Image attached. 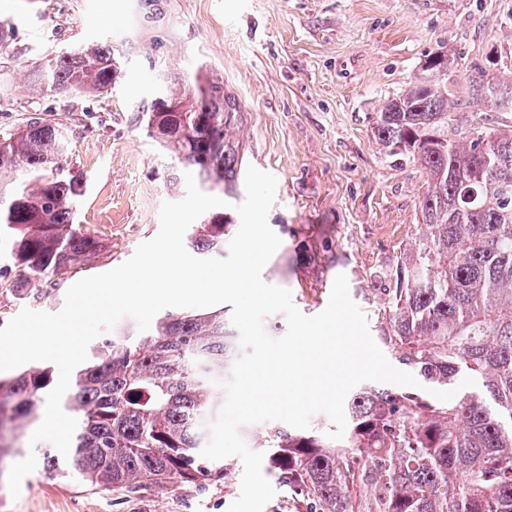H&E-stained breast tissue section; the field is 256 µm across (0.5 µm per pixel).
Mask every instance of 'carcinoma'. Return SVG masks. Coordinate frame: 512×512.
<instances>
[{
	"label": "carcinoma",
	"instance_id": "cac0c4a2",
	"mask_svg": "<svg viewBox=\"0 0 512 512\" xmlns=\"http://www.w3.org/2000/svg\"><path fill=\"white\" fill-rule=\"evenodd\" d=\"M448 56L424 60L407 89L376 113L372 134L389 154L427 175L422 234L403 250L388 289L383 335L425 381L451 386L465 374L483 393L446 403H406L393 390L360 387L346 398L340 440L279 426L263 433L278 480L306 512H512V129L468 122L469 101L448 84ZM120 73L112 48L89 43L32 71L35 93L74 90L97 98ZM471 98L512 111V81L480 78ZM149 134L203 190L240 194L245 145L239 104L224 81L166 76L145 113ZM63 124L28 119L0 138V264L39 283L103 250L77 223L86 180L65 166ZM225 211L190 225L187 244L224 253ZM237 332L226 313L168 312L146 334L122 327L79 370L62 408L75 416L71 455L43 467L92 488L134 491L173 476L221 477L204 459L217 372L229 373ZM51 375L43 368L0 379L5 433L34 421Z\"/></svg>",
	"mask_w": 512,
	"mask_h": 512
}]
</instances>
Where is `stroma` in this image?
Masks as SVG:
<instances>
[{
  "label": "stroma",
  "instance_id": "1",
  "mask_svg": "<svg viewBox=\"0 0 512 512\" xmlns=\"http://www.w3.org/2000/svg\"><path fill=\"white\" fill-rule=\"evenodd\" d=\"M0 134L31 114L67 125V163L82 172L84 230L102 252L50 281L0 277V327L30 308L59 312L76 281L109 271L156 236L164 202L178 201L174 163L150 137L143 112L165 74L202 70L222 78L245 114V165L273 174L268 224L281 244L265 282L290 290L313 316L345 274L353 301L391 364L380 332L391 273L421 232L426 176L407 157L380 150L373 118L401 93L429 54L447 53L449 80L487 71L512 75V0H0ZM105 42L122 71L103 97L33 95L24 77L59 52ZM23 432L0 457V512H228L238 497L239 457L224 476L169 479L137 491L92 490L36 467L12 497L11 465L42 455Z\"/></svg>",
  "mask_w": 512,
  "mask_h": 512
}]
</instances>
